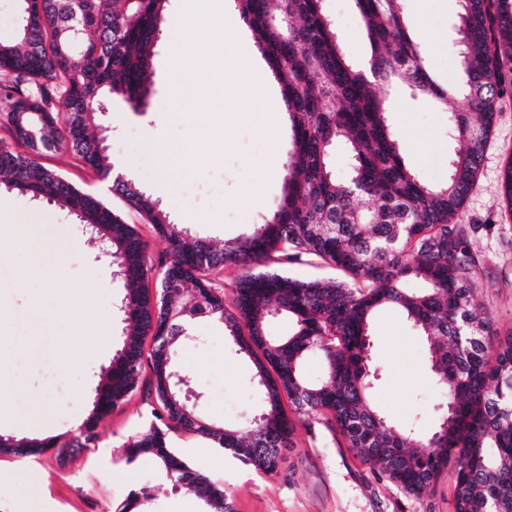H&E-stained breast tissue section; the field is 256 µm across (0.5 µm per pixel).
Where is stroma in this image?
I'll return each instance as SVG.
<instances>
[{
  "label": "stroma",
  "mask_w": 512,
  "mask_h": 512,
  "mask_svg": "<svg viewBox=\"0 0 512 512\" xmlns=\"http://www.w3.org/2000/svg\"><path fill=\"white\" fill-rule=\"evenodd\" d=\"M187 0H171L155 59V74L146 104L132 110L114 101L101 119L109 129L106 142L113 160L127 177L153 197L176 223L190 227L215 245L250 232L266 217L283 189L282 175L263 169L275 151H287L289 126L274 130L267 109L243 102L235 114L224 111L214 79L185 84L180 65L195 64L196 45L208 31H177L174 19ZM350 57L369 53L363 23L352 0H324ZM459 0H403L412 37L429 63L435 80L458 85ZM225 49L248 51L261 69L272 96L280 88L254 46L249 28L235 7L224 12ZM391 110L389 124L401 153L427 184L448 179V110L413 95L403 84L382 85ZM224 136V152L204 159V135ZM512 157V89L498 103V114L483 165L468 195L459 223L479 225L473 247L480 258L477 300L487 311L499 339L512 336V214L500 193L505 162ZM39 162L60 172L81 190L102 197L126 223L135 225L150 256L164 253L145 217L113 196L110 182L64 149L42 152ZM263 192L261 206L246 193ZM42 221L54 225L56 237L25 248L9 234L18 224ZM97 281L85 289L88 274ZM121 290L109 263L82 233L73 215L16 190L0 191V377L14 388L0 397V435L17 438L79 435L88 414L89 392L122 339L117 312ZM87 302L90 316L77 323L65 304ZM192 338L180 351V364L211 421L245 425L259 390L253 365L236 354L222 327L196 318ZM374 359L381 366L373 399L394 423L428 433L438 416L440 396L425 367L420 336L395 308L380 310L371 326ZM151 380L143 373L125 404L98 426V446L59 464L53 456L19 459L0 455V512H115L130 491L145 488L144 512H203L194 493L164 480L151 456L127 464V440L150 420L144 393ZM177 452L193 467L231 492L235 512H454L453 477L444 472L434 492L418 499L396 484L378 478L343 437L324 429L297 426L280 470L264 474L234 459L204 438L177 432Z\"/></svg>",
  "instance_id": "1"
}]
</instances>
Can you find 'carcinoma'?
<instances>
[{"instance_id": "carcinoma-1", "label": "carcinoma", "mask_w": 512, "mask_h": 512, "mask_svg": "<svg viewBox=\"0 0 512 512\" xmlns=\"http://www.w3.org/2000/svg\"><path fill=\"white\" fill-rule=\"evenodd\" d=\"M22 2L21 43L0 44V119L26 151L0 141V185L24 186L32 198L68 210L97 240L111 235L125 327L101 368L80 435L12 444L5 437L0 454L50 452L64 464L96 447L99 421L124 403L147 368L154 421L129 439L126 461L153 457L161 476L198 495L206 512H235L232 497L175 453L170 433L197 434L260 472L276 473L294 429L285 400L308 430L319 425L339 433L379 477L416 498L430 494L450 469L455 512H512V337L496 339L476 303L477 227L456 222L498 101L512 88V0H461L462 81L455 88L432 77L408 32L402 0H353L370 45L362 65L347 55L323 0H236L288 111L282 194L250 233L216 247L175 223L132 180L112 182L113 195L165 239L166 251L156 259L135 225L35 156L66 148L97 172L114 169L93 128L116 99L135 111L144 106L170 0ZM75 15L96 23L97 48H81L71 29ZM380 81L404 84L445 107L460 91L468 97L470 111L449 109L458 147L446 184L424 183L405 163ZM60 103L68 109L62 127ZM339 147L353 150L344 180L331 164ZM501 187L512 213V158ZM288 264H325L342 277L302 280L282 269ZM232 265L243 273L228 302L212 275ZM152 277L154 292L146 286ZM412 280L424 288H405ZM389 306L422 336L428 376L442 398L426 435L391 423L373 402L379 364L369 328ZM280 316L293 326L286 336L270 332ZM197 317L224 326L236 353L253 363L260 397L243 428L215 424L200 410L202 393L188 395L191 380L179 348ZM147 336L153 347L146 359ZM314 352L324 374L311 382L303 367Z\"/></svg>"}]
</instances>
